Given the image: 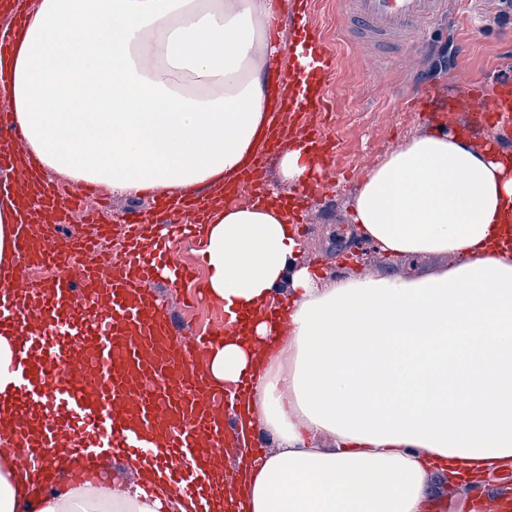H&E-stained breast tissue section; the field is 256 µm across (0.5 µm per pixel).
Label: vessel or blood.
Segmentation results:
<instances>
[{
  "instance_id": "vessel-or-blood-1",
  "label": "vessel or blood",
  "mask_w": 512,
  "mask_h": 512,
  "mask_svg": "<svg viewBox=\"0 0 512 512\" xmlns=\"http://www.w3.org/2000/svg\"><path fill=\"white\" fill-rule=\"evenodd\" d=\"M444 0H345L350 23L362 43H386L396 50L411 47L422 26L438 15ZM292 65L272 80L287 90L269 114L266 151L248 169L251 182L263 184L268 154L280 141L301 144L315 163L329 166L335 141L320 123H283V111L314 113L327 109L328 83L334 73L329 40L300 34L288 47ZM448 107L468 112L471 125L484 126L512 114V78L491 86L466 82L450 95ZM24 138L13 125L0 123V171L10 173L0 194L31 196L44 215L40 228L30 222V207L14 218L15 260L0 264V335L17 340L10 392L0 393V414L12 420V447L21 451L18 467L37 486L49 489L61 474L42 454L26 455L30 438L43 447L65 445L85 464L99 458L138 457L156 466L170 490L198 497L210 486V466L224 445L231 417L224 395L209 383L207 367L214 345L223 337L187 336L169 322L153 288L158 279L171 287L191 272L171 255L156 235L166 214L150 217L127 211L124 245L112 269L80 263L93 252L95 238L62 234L75 198L65 206L55 188L37 178L35 164H22ZM190 221L174 232L203 234L208 212L187 200ZM156 241L153 252L143 238ZM53 268L50 284L31 295L26 269Z\"/></svg>"
}]
</instances>
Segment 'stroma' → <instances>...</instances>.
Returning a JSON list of instances; mask_svg holds the SVG:
<instances>
[{
	"instance_id": "stroma-1",
	"label": "stroma",
	"mask_w": 512,
	"mask_h": 512,
	"mask_svg": "<svg viewBox=\"0 0 512 512\" xmlns=\"http://www.w3.org/2000/svg\"><path fill=\"white\" fill-rule=\"evenodd\" d=\"M501 9L500 0H446L444 12L420 32V46L398 55L379 48L363 54L345 37L342 0H313L311 23L331 40L337 58L330 109L321 118L339 148L334 156L335 179L308 200L304 221L295 227L304 244L303 262L330 277L384 268V258L353 235L346 218L350 202L372 168L410 138L435 126V119L404 104L420 82L443 87L460 75L480 82L512 76V50L505 49L499 35L505 23ZM183 195L180 189H159L154 194L170 199ZM151 197L110 195L112 222L98 249L85 255V262L101 269L115 262L123 246V212L147 209ZM156 293L189 329L223 323L221 304L210 300L188 310L186 289L160 286Z\"/></svg>"
}]
</instances>
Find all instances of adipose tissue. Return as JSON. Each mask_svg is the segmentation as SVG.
I'll return each mask as SVG.
<instances>
[{"label": "adipose tissue", "mask_w": 512, "mask_h": 512, "mask_svg": "<svg viewBox=\"0 0 512 512\" xmlns=\"http://www.w3.org/2000/svg\"><path fill=\"white\" fill-rule=\"evenodd\" d=\"M271 0H38L0 90L31 151L74 184L136 196L207 189V292L227 327L208 377L236 387L235 512H435L431 476L512 459V158L431 128L373 168L350 223L386 258L447 256L425 276L326 278L297 264L282 204L227 206L264 139ZM330 449L313 447L320 436ZM90 485L41 496L0 459V512H163L170 500Z\"/></svg>", "instance_id": "1"}]
</instances>
